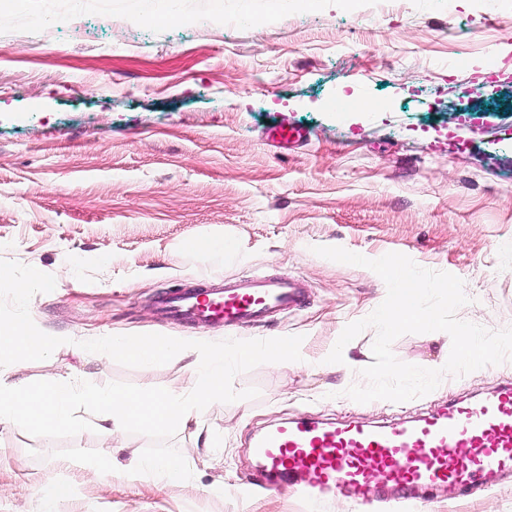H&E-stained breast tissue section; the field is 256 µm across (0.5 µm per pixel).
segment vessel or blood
<instances>
[{"mask_svg":"<svg viewBox=\"0 0 512 512\" xmlns=\"http://www.w3.org/2000/svg\"><path fill=\"white\" fill-rule=\"evenodd\" d=\"M265 138L286 150L310 141L306 130L285 122L269 127ZM305 303L297 280L264 274L187 288L159 301L166 316L238 327ZM254 455L258 463L246 482L262 491L311 497L333 488L365 505L407 507L426 504L436 492L477 495L512 471V384L384 426L288 420L256 440Z\"/></svg>","mask_w":512,"mask_h":512,"instance_id":"vessel-or-blood-1","label":"vessel or blood"}]
</instances>
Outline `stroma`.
I'll return each mask as SVG.
<instances>
[{"label": "stroma", "instance_id": "35a3bbf8", "mask_svg": "<svg viewBox=\"0 0 512 512\" xmlns=\"http://www.w3.org/2000/svg\"><path fill=\"white\" fill-rule=\"evenodd\" d=\"M222 2L276 23L224 29L213 0H27L0 19V259L55 276L30 315L73 340L17 376L192 384L185 362L128 368L79 346L112 334L299 335L302 359L238 375L235 389L259 397L212 404L201 429L178 430L193 477L175 487L106 483L81 465L127 462L145 436L116 448L100 431L52 440L0 425V512H41L51 482L71 488L55 512H364L333 493L310 503L242 491L255 436L302 415L388 424L512 383L508 361L406 402L345 397L360 376L325 358L387 289L372 270L312 251L404 254L463 280L460 319L512 326V0L492 11L487 0H398L382 13L354 0H295L285 12L278 0ZM168 9L197 25L161 23ZM56 13L81 15V31L31 33V19ZM343 100L351 110L336 111ZM283 120L306 127L310 144L270 147L264 131ZM255 273L295 277L305 307L247 329L160 313L164 293ZM392 350L438 369L451 338L406 334ZM419 512H512V474Z\"/></svg>", "mask_w": 512, "mask_h": 512}]
</instances>
